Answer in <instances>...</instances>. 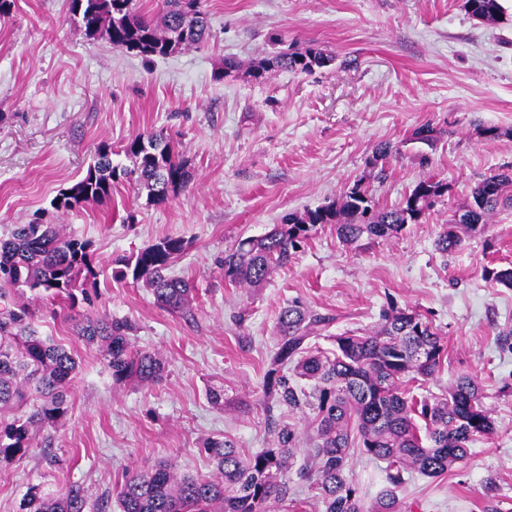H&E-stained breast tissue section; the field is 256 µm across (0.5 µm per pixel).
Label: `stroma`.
I'll list each match as a JSON object with an SVG mask.
<instances>
[{
  "instance_id": "1",
  "label": "stroma",
  "mask_w": 512,
  "mask_h": 512,
  "mask_svg": "<svg viewBox=\"0 0 512 512\" xmlns=\"http://www.w3.org/2000/svg\"><path fill=\"white\" fill-rule=\"evenodd\" d=\"M202 5L207 41L150 59L88 38L69 0H14L0 16V235L40 222L91 241L97 290L75 312L131 320L136 345L165 363L159 382L114 384L103 348L74 336L66 309L41 316V335L71 350L78 369L64 424L35 432L27 454L0 467V512H20L30 490L59 494L73 482L94 504L126 474L170 459L180 473L207 475L204 440L227 436L251 454L269 447L272 419L293 424L299 448H308L307 418L263 402L276 317L291 301L331 317L314 339L323 349L335 336L373 330L390 307L428 319L448 356L413 382L414 396L434 398L471 375L497 431L447 473L411 474L400 497L408 512H485L490 504L512 512V288L482 277L483 268L512 267V208L498 207L457 251L434 248L476 182L512 170V0H501L492 23L472 18L466 0ZM309 48L332 62L249 74L260 61ZM228 59L238 63L229 74ZM426 125L434 143L416 137ZM482 126L499 138L480 137ZM151 132L186 161L184 190L157 204L123 179L104 204L51 207L101 145L129 169L125 145ZM384 143L392 156L374 160ZM423 179L449 189L401 233L350 245L321 224L263 286L225 282L224 254L284 214L332 204L358 182L375 208L389 209ZM168 236L187 243L172 274L195 285L183 315L157 306L143 282L112 276L116 260ZM212 385L224 389L222 407L206 397Z\"/></svg>"
}]
</instances>
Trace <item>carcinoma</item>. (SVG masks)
I'll return each mask as SVG.
<instances>
[{
  "instance_id": "obj_1",
  "label": "carcinoma",
  "mask_w": 512,
  "mask_h": 512,
  "mask_svg": "<svg viewBox=\"0 0 512 512\" xmlns=\"http://www.w3.org/2000/svg\"><path fill=\"white\" fill-rule=\"evenodd\" d=\"M473 16L488 22L501 13L499 0H466ZM71 13L80 18L89 38L144 57L167 56L206 38L202 0H167L160 23L141 16L134 0H70ZM332 60L324 50L282 54L264 60L252 70L261 77L277 66L306 73ZM124 152L134 158V168L112 164V149L99 147L85 176L62 189L52 201L63 213L86 204L107 202L112 184L136 176L147 197L162 203L188 180L186 163L169 142L157 134H139ZM512 176L490 174L472 189L473 203L454 215L434 241L446 254L462 245L460 231L485 225L498 205H511L506 188ZM448 192V183L419 181L397 206L375 210L361 185L341 200L304 212H290L266 234L247 237L224 255V280L256 287L310 238L319 224H332L346 244L363 237L384 238L417 224L430 206L423 199ZM179 237H165L136 254L119 260L120 278L142 281L156 304L170 312L190 311L194 286L168 275L185 250ZM91 245L64 236L54 224H15L0 238V299L29 291L51 304L73 310L91 304L88 289L97 285L99 269ZM484 278L512 288V267L483 268ZM333 318L315 313L298 302L280 309L276 319L277 348L265 378L267 400L290 411L310 412L311 467L298 474L312 482L324 512H403L398 492L404 472L438 477L468 456L470 445L496 431L495 420L484 404L475 379L461 375L442 396L416 399L406 388L409 376H431L447 355L442 336L415 312L382 313L380 329L334 338L328 353L309 344L311 335L325 329ZM75 335L105 349L106 367L115 383L159 381L165 365L154 352L135 347L136 326L128 319L86 315L73 324ZM78 367L72 352L39 334L35 312L22 302L0 307V464L22 459L34 431L54 427L68 413L67 396ZM36 405L26 413L29 402ZM7 412L13 413L9 419ZM272 444L248 457L226 437L203 444L216 469L208 476L180 475L171 462L125 476L116 492L120 512H272L273 505L288 500V470L293 466L297 434L288 424L272 422ZM387 463V486L365 506L349 475L351 450ZM85 488L72 483L65 493L43 495L31 491L21 512H88Z\"/></svg>"
}]
</instances>
